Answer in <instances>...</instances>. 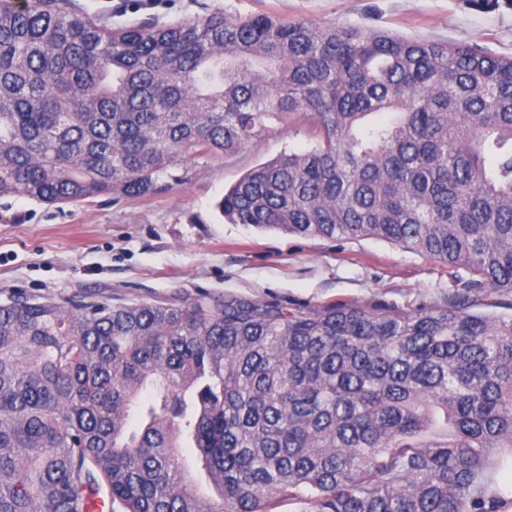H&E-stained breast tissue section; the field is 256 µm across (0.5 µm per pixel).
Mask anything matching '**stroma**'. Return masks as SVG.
I'll return each mask as SVG.
<instances>
[{
	"label": "stroma",
	"mask_w": 512,
	"mask_h": 512,
	"mask_svg": "<svg viewBox=\"0 0 512 512\" xmlns=\"http://www.w3.org/2000/svg\"><path fill=\"white\" fill-rule=\"evenodd\" d=\"M123 26L268 13L288 21L376 26L437 42L467 41L512 55V0H78ZM305 128L202 165L185 182L144 199L60 207L0 200V300L13 292L66 299L94 294L114 304L187 305L202 296L315 311L336 304L411 310L443 304L469 275L386 241L331 240L260 231L224 220V193L281 152L311 148Z\"/></svg>",
	"instance_id": "35a3bbf8"
}]
</instances>
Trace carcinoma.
Returning <instances> with one entry per match:
<instances>
[{"instance_id":"1","label":"carcinoma","mask_w":512,"mask_h":512,"mask_svg":"<svg viewBox=\"0 0 512 512\" xmlns=\"http://www.w3.org/2000/svg\"><path fill=\"white\" fill-rule=\"evenodd\" d=\"M304 123L233 224L371 237L512 293V56L213 13L114 27L0 0V199L150 197ZM155 401L140 399L146 388ZM192 448L217 498L181 455ZM512 452V315L202 297L0 302V512H473Z\"/></svg>"}]
</instances>
